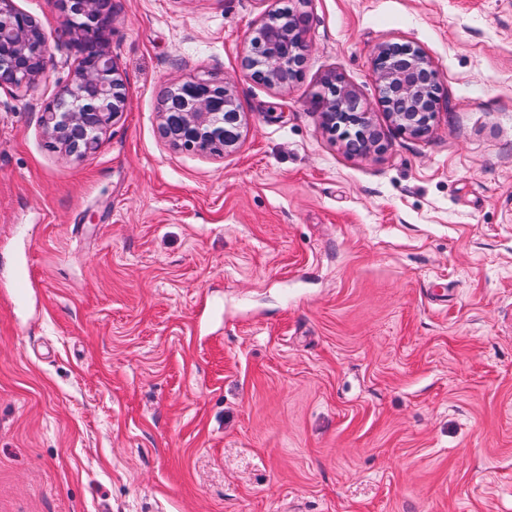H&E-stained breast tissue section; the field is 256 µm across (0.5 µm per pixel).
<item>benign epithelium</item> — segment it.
<instances>
[{
	"label": "benign epithelium",
	"instance_id": "obj_1",
	"mask_svg": "<svg viewBox=\"0 0 512 512\" xmlns=\"http://www.w3.org/2000/svg\"><path fill=\"white\" fill-rule=\"evenodd\" d=\"M310 0H286L250 34L241 65L250 79L286 88L304 75ZM73 42L78 66L42 109L43 131L63 153L85 158L96 152L100 134L124 111L127 85L105 48L112 30L109 0H73ZM0 88L30 87L45 72L48 38L36 21L0 0ZM372 67L379 103L401 133L427 137L440 104L441 77L425 52L412 43H384ZM323 128L352 156L386 149L371 106L346 78L332 72L313 96ZM242 115L233 86L214 74L178 82L166 91L159 112V134L171 146L222 156L238 144Z\"/></svg>",
	"mask_w": 512,
	"mask_h": 512
}]
</instances>
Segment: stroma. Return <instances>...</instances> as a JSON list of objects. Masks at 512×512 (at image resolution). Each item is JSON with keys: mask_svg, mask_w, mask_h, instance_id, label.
Masks as SVG:
<instances>
[{"mask_svg": "<svg viewBox=\"0 0 512 512\" xmlns=\"http://www.w3.org/2000/svg\"><path fill=\"white\" fill-rule=\"evenodd\" d=\"M0 89V512H512V0H311L303 78L245 76L280 0H110L124 111L95 154ZM441 76L432 134L377 106L384 43ZM337 71L387 149L312 108ZM234 85L210 157L158 132L172 83ZM27 277L24 294L16 283Z\"/></svg>", "mask_w": 512, "mask_h": 512, "instance_id": "obj_1", "label": "stroma"}]
</instances>
